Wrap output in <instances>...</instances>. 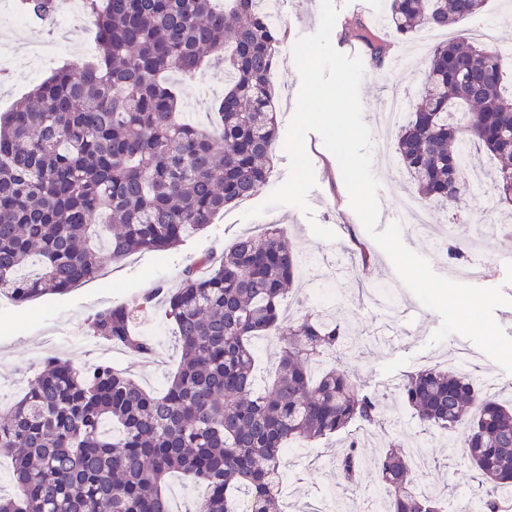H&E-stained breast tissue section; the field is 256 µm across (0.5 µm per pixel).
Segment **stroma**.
<instances>
[{
  "instance_id": "stroma-1",
  "label": "stroma",
  "mask_w": 512,
  "mask_h": 512,
  "mask_svg": "<svg viewBox=\"0 0 512 512\" xmlns=\"http://www.w3.org/2000/svg\"><path fill=\"white\" fill-rule=\"evenodd\" d=\"M279 21L286 24V38L280 47V67L275 75V108L280 130H287L295 111L300 77L295 67L293 47L302 33H314L319 25L320 6L315 0H278ZM73 0H57L59 23L51 27L38 24L27 34L37 45L38 53H21L11 58L0 57V69L9 70L12 80L0 87V113L9 111L25 97L35 84L66 62L84 61L95 54V32L73 23ZM495 31L502 50H512V0H487L483 10L459 26L436 32L433 40L440 43L453 37L478 41L482 27ZM421 33H414L404 43L394 44L392 55L407 58L404 67L368 69L364 72L360 94L363 119L376 127L378 115L394 90L414 93L420 83L422 54L417 46ZM179 90L183 110L195 120L209 122L214 101L224 95V67H205L195 78L172 77ZM305 149L315 173L316 186L308 195L312 216L299 209L282 206L265 215L244 219V212L263 203L288 176L289 157L284 149L273 155V172L269 182L255 195L226 208L204 231L188 233L184 242L165 257L151 252L135 253L119 262L107 264L105 281L86 282L63 295H47L25 306L0 302V394L16 400L13 384L28 380L41 362L40 353L52 350L71 364L80 366L100 358L99 339L86 333L85 323L94 312L114 303L143 295L157 285L175 288L180 284L184 268L201 255H220L224 247L243 233L258 234L270 224L281 225L303 258L299 278L282 303L291 316L333 309L337 320L348 322L356 336V344L347 351L348 368L381 401L388 422L380 429L364 431L351 427L329 439L300 448L297 458L288 460L283 471L292 486L294 498H282V512H303L305 502L334 497L336 505L348 508L358 501L336 485L330 459L346 446L350 438H358L364 458H372L386 449L389 440L399 439L402 447L423 443L430 449L434 467L427 480L433 488L446 490L449 497L466 500L474 489L475 473L459 462L457 453L448 445L447 434L426 433L418 428L401 403L397 385L408 372L427 366H445L446 344L433 345L429 339L439 327L441 318L433 310L420 308L417 298L403 285L383 250L370 241L361 222L350 207L341 171L317 133H308ZM373 171L381 183L378 192L381 216H396L403 227L405 243L426 257L435 272L449 277L456 265L443 241L448 224H455L456 237L471 238L474 225L492 228L487 251L471 249V258H484L489 266L486 274L472 278V285L502 287L512 299V226L507 219L512 211L495 206L490 189L469 194L465 203L454 207L440 204L426 209L429 230L415 233L413 220L399 204L411 190L407 174L398 161H385L374 156ZM318 223L333 230L337 238L327 242L313 236L310 225ZM368 243L374 255L371 264L350 265L348 271L337 269L340 255L349 254L353 239ZM419 308L421 320L414 334L389 341V334L399 328L403 311ZM139 328L153 336L159 345L157 359L150 360L130 353L113 358L112 364L145 388L162 391L166 378L178 366L179 355L173 343V326L163 309L142 318Z\"/></svg>"
}]
</instances>
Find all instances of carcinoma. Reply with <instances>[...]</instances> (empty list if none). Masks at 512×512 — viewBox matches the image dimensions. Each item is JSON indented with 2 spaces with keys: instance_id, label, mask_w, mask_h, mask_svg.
<instances>
[{
  "instance_id": "cac0c4a2",
  "label": "carcinoma",
  "mask_w": 512,
  "mask_h": 512,
  "mask_svg": "<svg viewBox=\"0 0 512 512\" xmlns=\"http://www.w3.org/2000/svg\"><path fill=\"white\" fill-rule=\"evenodd\" d=\"M261 2L84 0L96 63L57 69L0 115V296L26 305L102 276L108 261L163 255L267 183L279 138L271 77L285 31ZM388 2L390 37L349 23L378 64L394 40L452 29L486 0ZM22 3L37 19L54 11V0ZM220 55L231 80L218 127L202 128L182 117L166 76L191 77ZM503 80L498 47L448 41L431 50L425 92L395 143L421 200L456 205L467 195L473 143L498 165L497 202L512 204ZM299 268L294 245L271 226L192 263L175 290L92 314L93 336L150 357L155 343L137 330V313L159 299L178 338L177 370L157 395L107 360L75 368L46 354L21 399L0 408V454L14 472L0 512H170L174 473L206 486L193 512H276L289 444L383 419L346 366L311 373L317 356L347 346L345 327L324 314L289 323L277 376L257 388L255 341L280 331ZM398 391L419 425L462 432L466 462L486 487L479 512H501L496 492L512 488V404L453 367L414 371ZM395 447L372 461L387 512H448L415 492L408 456ZM358 448L335 461L338 484L352 491L365 466Z\"/></svg>"
}]
</instances>
